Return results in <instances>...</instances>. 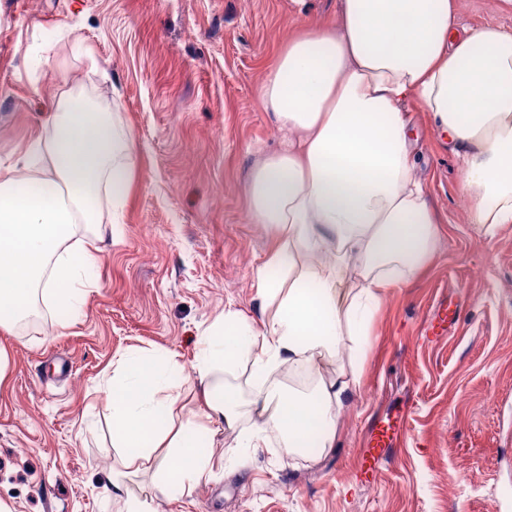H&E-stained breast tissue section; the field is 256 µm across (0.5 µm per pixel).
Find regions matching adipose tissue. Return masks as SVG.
Here are the masks:
<instances>
[{
  "label": "adipose tissue",
  "instance_id": "adipose-tissue-1",
  "mask_svg": "<svg viewBox=\"0 0 512 512\" xmlns=\"http://www.w3.org/2000/svg\"><path fill=\"white\" fill-rule=\"evenodd\" d=\"M258 97L297 133L256 168L249 188L255 222L277 231L258 271L259 297L277 308L259 324L230 311L203 332L195 363L203 406L192 429L164 422L175 403L170 358L136 355L113 374L112 446L128 474L158 475L147 502L112 479L121 512H157L156 502L212 474L216 428H238L224 372L243 356L260 417L241 434L243 447H261L269 422L289 449L311 436L333 447L357 369L319 377L306 397L277 395L267 380L286 361L317 369L341 337L367 338L385 294L432 253L438 219L413 175L408 106L427 112L459 159L472 223H512V33L463 25L455 0H341L335 23L289 37ZM34 150L44 160L36 175L0 173L2 328L41 298L78 311L100 250L92 228L103 203L121 212L135 171L131 132L69 92Z\"/></svg>",
  "mask_w": 512,
  "mask_h": 512
}]
</instances>
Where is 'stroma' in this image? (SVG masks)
Masks as SVG:
<instances>
[{"label":"stroma","instance_id":"stroma-1","mask_svg":"<svg viewBox=\"0 0 512 512\" xmlns=\"http://www.w3.org/2000/svg\"><path fill=\"white\" fill-rule=\"evenodd\" d=\"M474 26L512 32L502 0H456ZM340 0H0V169L28 174L31 145L63 92L131 131L137 169L118 225L101 224L94 283L78 315L46 306L38 321L0 327V506L7 512H120V471L103 392L132 354H170L182 372L175 426L200 413L193 369L220 315L266 319L257 272L275 228L255 223L254 170L294 133L257 90L279 48L335 21ZM414 175L440 221L422 270L392 288L364 354L350 338L336 363L362 362L334 447L287 453L220 432L224 466L160 503L161 512H512V224L470 221L460 162L425 114L410 111ZM455 302L446 335L421 338ZM240 430L254 423L252 365L224 374ZM404 424L385 448L371 429ZM375 482L358 480L364 460Z\"/></svg>","mask_w":512,"mask_h":512}]
</instances>
